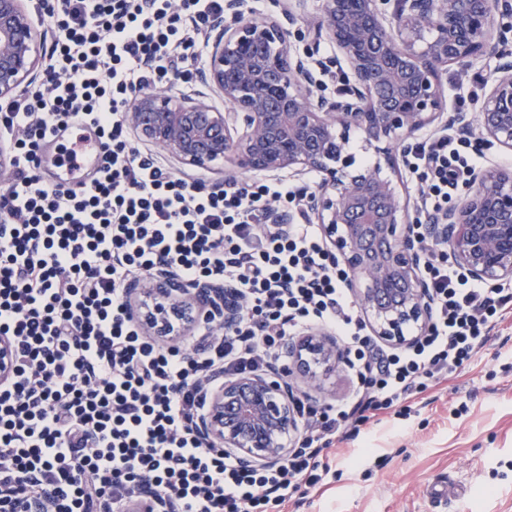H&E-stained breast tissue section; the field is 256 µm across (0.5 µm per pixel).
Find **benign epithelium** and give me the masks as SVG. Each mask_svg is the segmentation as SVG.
I'll use <instances>...</instances> for the list:
<instances>
[{
  "label": "benign epithelium",
  "mask_w": 512,
  "mask_h": 512,
  "mask_svg": "<svg viewBox=\"0 0 512 512\" xmlns=\"http://www.w3.org/2000/svg\"><path fill=\"white\" fill-rule=\"evenodd\" d=\"M322 0L308 21L315 41L329 39L352 84L342 97L314 95L317 72L297 50L291 32L272 20L222 21L212 26L206 66L189 93L148 91L126 112L129 126L183 168L229 161L240 174H322L305 203L336 250L368 318L372 334L393 347L407 345L409 329L429 323L427 284L420 274L427 244L448 247V258L471 277L512 278V169L473 171L463 201L412 232L419 210L401 202L384 169L395 157L382 143L397 138L404 152L412 135L441 115V65L495 57L499 66L478 109L479 135L512 150V57L503 49L512 26V0ZM424 29L436 37L424 52ZM42 39L23 0H0V101L31 81L50 80L41 64ZM224 99L219 109L210 93ZM361 130L376 154L373 166H353L345 146ZM136 321L144 333L167 340L189 335L206 316L230 329L244 306L220 284H188L167 273L132 284ZM288 374L260 372L210 386L199 424L207 439L235 450L246 463L283 458L298 431L290 379L314 378L317 368L342 359L336 340L309 331L286 342ZM42 496L0 499V512H39Z\"/></svg>",
  "instance_id": "obj_1"
}]
</instances>
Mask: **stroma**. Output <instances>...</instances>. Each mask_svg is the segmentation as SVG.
Returning <instances> with one entry per match:
<instances>
[{
  "instance_id": "35a3bbf8",
  "label": "stroma",
  "mask_w": 512,
  "mask_h": 512,
  "mask_svg": "<svg viewBox=\"0 0 512 512\" xmlns=\"http://www.w3.org/2000/svg\"><path fill=\"white\" fill-rule=\"evenodd\" d=\"M321 3L292 0L287 13L280 0H251L245 15L313 20ZM495 66L479 58L442 69L440 125L460 111L476 115ZM355 386L343 364L294 383L297 398L316 408L346 402ZM329 457L330 473L288 512H512V315L466 369L335 441ZM443 476L466 487L463 500L430 502L425 488Z\"/></svg>"
}]
</instances>
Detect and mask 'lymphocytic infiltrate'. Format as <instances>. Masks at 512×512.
I'll return each instance as SVG.
<instances>
[{"label": "lymphocytic infiltrate", "instance_id": "1", "mask_svg": "<svg viewBox=\"0 0 512 512\" xmlns=\"http://www.w3.org/2000/svg\"><path fill=\"white\" fill-rule=\"evenodd\" d=\"M34 10L53 33L52 77L0 104V137L14 142L0 189V338L15 355L0 378V498L46 488L50 512H133L144 493L168 512H274L323 481L336 438L464 369L512 311V282L469 279L428 245L431 324L393 351L368 332L287 182L210 188L130 144L128 100L190 82L224 0H35ZM76 120L102 143L96 174L76 189L41 181L49 137ZM460 147L442 136L407 160L428 184L430 216L447 212L471 170ZM276 203L295 207L288 229L269 221ZM160 267L232 286L239 323L215 338L202 320L207 341L194 347L146 336L129 285ZM310 327L343 337L352 398L309 411L276 463L248 465L208 442L198 422L209 386L273 368L288 337Z\"/></svg>", "mask_w": 512, "mask_h": 512}]
</instances>
